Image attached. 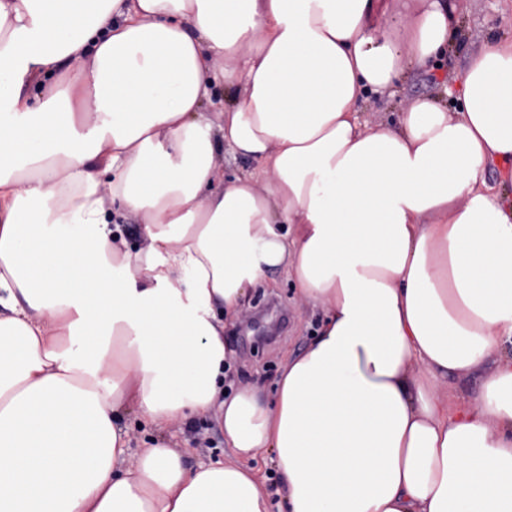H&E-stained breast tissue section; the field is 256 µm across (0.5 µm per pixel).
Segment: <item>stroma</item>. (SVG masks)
Listing matches in <instances>:
<instances>
[{"mask_svg":"<svg viewBox=\"0 0 512 512\" xmlns=\"http://www.w3.org/2000/svg\"><path fill=\"white\" fill-rule=\"evenodd\" d=\"M458 24L447 52L435 64L410 68L403 81L384 93L370 96L361 117L369 125L394 120L410 99L429 97L448 105L459 95L460 76L470 54L499 39L512 38V0H459ZM322 313L296 293L287 274L274 277L269 288L253 290L249 307L233 330L236 350L231 377L237 383H254L272 392L285 357L297 354L312 339ZM272 328L273 337L257 342L259 328ZM122 425L128 433L131 455L160 434L135 413H125ZM175 448L190 449L189 465L212 459L232 460L224 446V434L213 418L196 419L161 434Z\"/></svg>","mask_w":512,"mask_h":512,"instance_id":"obj_1","label":"stroma"}]
</instances>
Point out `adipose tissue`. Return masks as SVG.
Wrapping results in <instances>:
<instances>
[{
  "label": "adipose tissue",
  "instance_id": "ef3b65f1",
  "mask_svg": "<svg viewBox=\"0 0 512 512\" xmlns=\"http://www.w3.org/2000/svg\"><path fill=\"white\" fill-rule=\"evenodd\" d=\"M385 15L0 0V512H512V40L469 57L457 111L369 127L368 95L451 36L444 0L399 35ZM222 145L257 171L225 179ZM281 269L324 317L269 399L226 386L224 330ZM129 406L217 414L234 462L158 440L124 467Z\"/></svg>",
  "mask_w": 512,
  "mask_h": 512
}]
</instances>
